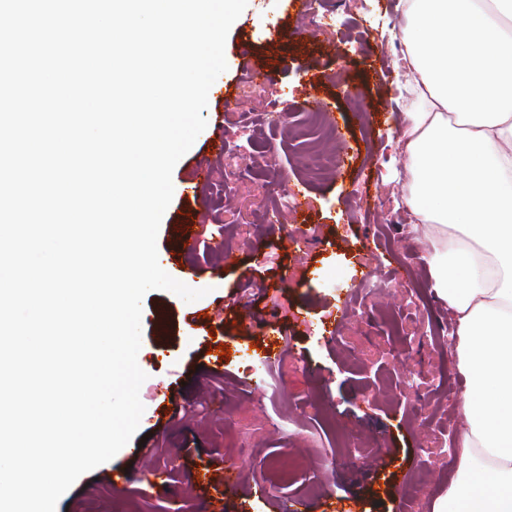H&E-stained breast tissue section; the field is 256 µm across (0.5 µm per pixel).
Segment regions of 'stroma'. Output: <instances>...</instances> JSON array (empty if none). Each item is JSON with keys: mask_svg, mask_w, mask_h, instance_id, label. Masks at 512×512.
Here are the masks:
<instances>
[{"mask_svg": "<svg viewBox=\"0 0 512 512\" xmlns=\"http://www.w3.org/2000/svg\"><path fill=\"white\" fill-rule=\"evenodd\" d=\"M397 4L350 0L318 29L313 17L335 0H248L203 112L208 127L173 170L157 237L163 270L198 269L188 285L205 295L188 303L152 290L142 301L137 361L147 378L137 433L152 453L133 464L119 452L82 475L57 512H274V502L295 496L312 512H431L447 493L457 456L439 446L464 427L465 382L442 343L451 310L427 287L421 295L411 287L426 286L428 264L408 230L405 163L391 145L412 107L398 88ZM252 67L262 80H249ZM308 96L326 103L337 127L329 147L344 156L318 180L307 174L306 143L291 133ZM215 124L219 153L209 149ZM200 164L211 178L197 184ZM288 191L302 216L282 212ZM191 207L204 222L182 249L175 226ZM205 307L220 316L204 327ZM273 336L287 337V348L253 372ZM219 344L232 354L213 375L207 351ZM162 386L185 416L159 410L153 392ZM294 459L300 468L275 476ZM224 466L239 475L233 487L204 481ZM115 469L127 470L123 483L107 481ZM153 470L165 473V488L148 485ZM420 481L419 501L409 502L406 489Z\"/></svg>", "mask_w": 512, "mask_h": 512, "instance_id": "1", "label": "stroma"}]
</instances>
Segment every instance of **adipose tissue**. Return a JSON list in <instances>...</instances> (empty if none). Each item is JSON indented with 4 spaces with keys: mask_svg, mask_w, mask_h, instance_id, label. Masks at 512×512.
Listing matches in <instances>:
<instances>
[{
    "mask_svg": "<svg viewBox=\"0 0 512 512\" xmlns=\"http://www.w3.org/2000/svg\"><path fill=\"white\" fill-rule=\"evenodd\" d=\"M409 230L455 316L465 426L432 512H512V0H400Z\"/></svg>",
    "mask_w": 512,
    "mask_h": 512,
    "instance_id": "ef3b65f1",
    "label": "adipose tissue"
}]
</instances>
